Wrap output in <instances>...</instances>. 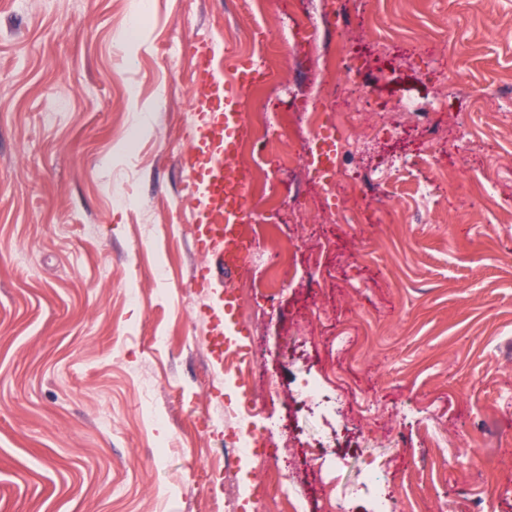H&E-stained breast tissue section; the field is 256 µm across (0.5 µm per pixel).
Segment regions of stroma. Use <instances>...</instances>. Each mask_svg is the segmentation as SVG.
<instances>
[{"label": "stroma", "mask_w": 512, "mask_h": 512, "mask_svg": "<svg viewBox=\"0 0 512 512\" xmlns=\"http://www.w3.org/2000/svg\"><path fill=\"white\" fill-rule=\"evenodd\" d=\"M344 7L342 27L330 0H0V512H263L292 490L373 512L370 464L399 512H512V0ZM202 40L266 62L255 100L288 115L276 203L246 200L266 236L229 276L258 283L236 301L250 418L198 317L178 165ZM340 52L360 96L332 93ZM331 108L366 111L355 166L382 176L332 200L305 118ZM236 427L280 479L236 461Z\"/></svg>", "instance_id": "1"}]
</instances>
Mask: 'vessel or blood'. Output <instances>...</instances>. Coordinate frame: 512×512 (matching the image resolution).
<instances>
[{"mask_svg": "<svg viewBox=\"0 0 512 512\" xmlns=\"http://www.w3.org/2000/svg\"><path fill=\"white\" fill-rule=\"evenodd\" d=\"M195 64L196 132L179 164L186 172V189L198 224L194 248L203 263L197 285L205 289L214 281L215 269L228 267L240 252L237 231L245 220V190L235 187L230 162L244 130L242 94L263 81L264 74L253 59L239 58L228 77L218 76L212 49L204 42L195 47Z\"/></svg>", "mask_w": 512, "mask_h": 512, "instance_id": "vessel-or-blood-1", "label": "vessel or blood"}]
</instances>
